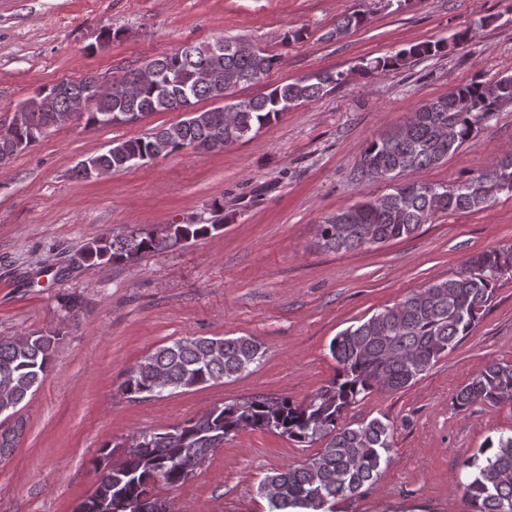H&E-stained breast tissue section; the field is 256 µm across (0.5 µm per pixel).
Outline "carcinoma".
<instances>
[{
    "mask_svg": "<svg viewBox=\"0 0 512 512\" xmlns=\"http://www.w3.org/2000/svg\"><path fill=\"white\" fill-rule=\"evenodd\" d=\"M359 13L342 15L328 37L343 35L363 24ZM446 48L419 43L366 64L372 70H393L407 60L433 55ZM286 63L280 53L242 38L224 39V52L211 43H191L172 54L129 69L102 91L91 89L87 77L38 89L24 101L29 123L8 138L0 136V161L34 147L48 131L66 122L83 98L84 128L145 118L154 112L178 110L236 93L262 82ZM342 75L323 73L271 86L238 102L235 112L214 108L191 110L179 124L144 137L117 142L105 152L85 159L76 171L85 179L98 171L129 169L126 159L136 154L142 163L167 157L197 145L222 150L251 140L278 120L286 108L318 99L336 87ZM512 104V74L474 80L447 95L427 101L406 123V129H388L364 148L358 176L367 169L392 173L399 184L392 192L357 202L327 216L318 228L321 247L335 252L368 249L415 234L436 212H466L488 205V182L483 173L451 185L411 181L413 172L444 163L468 141L478 125L502 106ZM217 224H170L157 232L136 228L124 234L103 233L75 255L79 266L131 262L180 242H189ZM512 278V246L471 256L457 275L405 296L335 336L329 352L336 374L308 399L296 403L287 397L252 395L215 405L198 416L163 430H142L131 443L102 448L95 464L93 492L75 512H170L154 494L158 485L178 487L195 477L228 438L242 430L278 435L301 448L322 444L299 465H289L264 476L258 493L271 512L296 508L320 512L330 501L360 495L391 461L394 429L375 417L356 425L342 419L348 409L377 389L398 391L414 386L440 357L470 335L480 315L493 300L497 284ZM59 333L0 337V411L11 416L33 396L54 357ZM264 350L250 336L178 339L146 355L120 386L131 399L152 400L178 390H189L238 378L259 365ZM512 399V363L493 360L455 395L454 405L465 410L476 402L496 406ZM24 423L0 432V458L8 456ZM119 460L114 462V455ZM463 484L469 512H512V434L487 440L463 462Z\"/></svg>",
    "mask_w": 512,
    "mask_h": 512,
    "instance_id": "carcinoma-1",
    "label": "carcinoma"
}]
</instances>
